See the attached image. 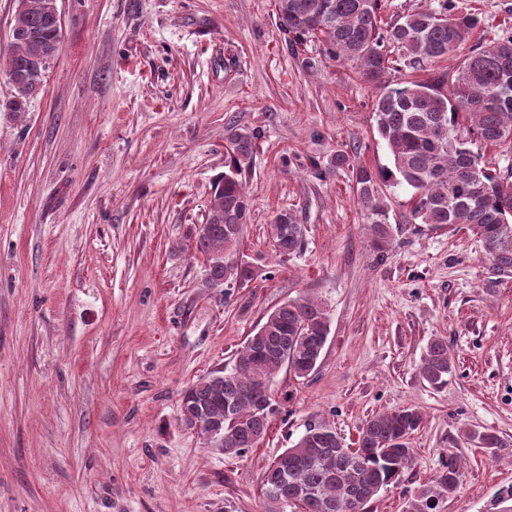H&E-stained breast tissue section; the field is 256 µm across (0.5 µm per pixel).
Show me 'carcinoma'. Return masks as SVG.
<instances>
[{
  "instance_id": "cac0c4a2",
  "label": "carcinoma",
  "mask_w": 512,
  "mask_h": 512,
  "mask_svg": "<svg viewBox=\"0 0 512 512\" xmlns=\"http://www.w3.org/2000/svg\"><path fill=\"white\" fill-rule=\"evenodd\" d=\"M383 0H276V27L295 56L317 46L321 58L307 56L303 68L313 70L322 60L349 63L378 89L374 101L376 129L385 143L390 165L374 171L354 164L339 151L316 170L330 175L352 169L358 201L368 212L373 244L391 237L389 209L382 185L412 189L409 223L464 225L484 244L491 269L512 273V169L501 174L483 159L481 148L512 153V35L477 43L456 73H436L424 79L414 73L452 56L480 25L474 13L455 12L453 0L410 11L382 26ZM19 24L11 32L13 51L4 60L10 81L28 80L25 92H15L16 112L42 90L49 67L62 44V25L55 0H18ZM409 70L402 81L391 72ZM446 129L453 145L439 137ZM261 132L226 129L228 170L212 183L206 222L198 225L196 248L207 261V283L222 288L228 282L251 281L250 265L233 259L220 264L216 256L233 254L250 215L242 173L250 168ZM476 170L463 166V158ZM276 254L290 256L305 246V228L292 211H282L268 229ZM322 307L306 298L290 299L268 313L247 339L235 365L217 370L186 388L180 397L179 423L193 432H208L200 418L221 428L225 452L240 454L266 434L273 411L274 374L286 367L305 379L317 368L328 336ZM453 364L448 343L433 339L426 348L420 373L434 388L448 384ZM423 422L416 409L379 412L359 430L357 447L347 448L323 419L305 425L298 441L268 463L261 493L265 512H364L384 487L398 480L413 462L411 437ZM492 453L511 448L512 441L494 432L467 434ZM458 455L446 456L434 480L417 489L406 512H435L439 501L453 495L463 479Z\"/></svg>"
}]
</instances>
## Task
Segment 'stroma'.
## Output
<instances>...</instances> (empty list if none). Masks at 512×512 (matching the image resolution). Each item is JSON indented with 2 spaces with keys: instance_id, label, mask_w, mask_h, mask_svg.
I'll return each mask as SVG.
<instances>
[{
  "instance_id": "35a3bbf8",
  "label": "stroma",
  "mask_w": 512,
  "mask_h": 512,
  "mask_svg": "<svg viewBox=\"0 0 512 512\" xmlns=\"http://www.w3.org/2000/svg\"><path fill=\"white\" fill-rule=\"evenodd\" d=\"M475 38L512 35V0H454ZM63 39L23 113L0 71V512H264V466L309 420L347 445L381 411L413 407L415 459L369 512H405L446 453L463 480L437 512H498L512 452V274H494L464 226L412 224L411 192L385 188L395 230L376 248L336 151L389 165L376 88L331 61L301 67L275 0H57ZM257 129L242 176L250 219L236 259L247 284L208 287L195 230L228 160V126ZM283 210L306 243L276 254ZM300 295L330 333L317 370L274 377L263 439L240 455L177 422L182 391L231 367L262 317ZM454 369L420 376L428 343ZM453 364L448 356V343L441 339H433L426 348L421 363L420 373L424 381L434 388L448 384V376L452 374Z\"/></svg>"
}]
</instances>
